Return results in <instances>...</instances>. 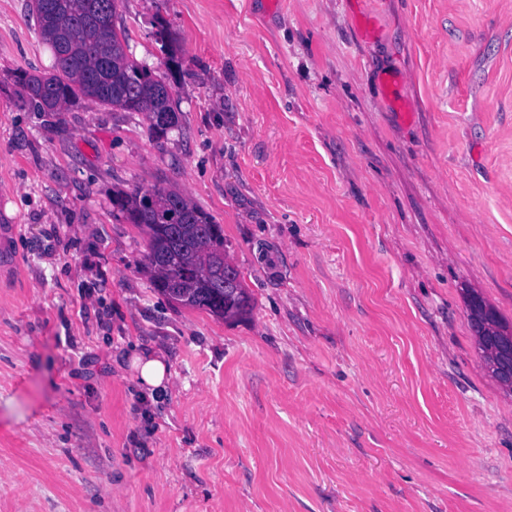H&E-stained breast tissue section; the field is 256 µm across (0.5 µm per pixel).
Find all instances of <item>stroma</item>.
Returning a JSON list of instances; mask_svg holds the SVG:
<instances>
[{"mask_svg":"<svg viewBox=\"0 0 512 512\" xmlns=\"http://www.w3.org/2000/svg\"><path fill=\"white\" fill-rule=\"evenodd\" d=\"M176 127L82 100L0 0V512H512V0H120ZM175 190L255 298L168 301L112 211ZM161 354L146 398L131 358ZM477 301L481 304V306L487 308L493 314L494 322H493V324H491L489 326L491 332H500L501 333L500 330L506 331V330L510 329L511 327L508 324L503 323V321L499 317L497 311L484 299V297L481 294H479L477 292H470V293L467 292L466 293V297H465L466 314H467V318L475 332V338H476V342H477V348L480 353V358H481L486 370L491 375V377L494 378L496 381H498L495 374L490 369V365L494 361L493 351L487 347L485 341L483 340V337L480 336L477 331H475L473 324H472V316L469 314V312L474 309V304ZM511 330H512V328H511Z\"/></svg>","mask_w":512,"mask_h":512,"instance_id":"stroma-1","label":"stroma"}]
</instances>
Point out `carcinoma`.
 <instances>
[{
    "instance_id": "obj_1",
    "label": "carcinoma",
    "mask_w": 512,
    "mask_h": 512,
    "mask_svg": "<svg viewBox=\"0 0 512 512\" xmlns=\"http://www.w3.org/2000/svg\"><path fill=\"white\" fill-rule=\"evenodd\" d=\"M35 7L38 32L50 48L53 71H22L18 79L36 112H60L90 99L126 112H141L151 130L175 124L170 86L139 62L114 17L118 0H45ZM116 208L147 235L139 265L152 276L155 290L167 300L235 321L253 309V297L238 269L224 253V229L182 194L164 187H135L112 195ZM494 318L490 331L512 328L477 292L465 297L466 311L475 303Z\"/></svg>"
}]
</instances>
